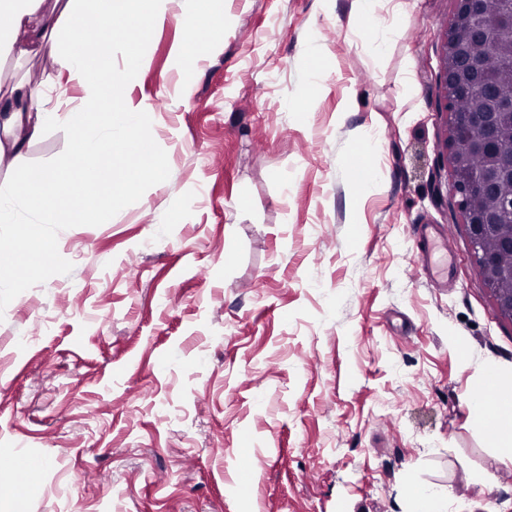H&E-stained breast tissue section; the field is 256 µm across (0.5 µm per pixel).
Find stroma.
Segmentation results:
<instances>
[{"instance_id":"obj_1","label":"stroma","mask_w":512,"mask_h":512,"mask_svg":"<svg viewBox=\"0 0 512 512\" xmlns=\"http://www.w3.org/2000/svg\"><path fill=\"white\" fill-rule=\"evenodd\" d=\"M223 2L192 36L168 0L129 81L171 182L50 225L49 273L0 288V512H416L428 485L451 512H512V464L471 410L488 371L512 384V321L451 192L452 0L380 5L397 36L378 55L350 0ZM53 71L46 50L2 55L0 96ZM74 139L56 127L27 166L77 164ZM421 254L424 262L427 263V257L430 252H442L444 277L442 283L448 284V244L441 235L438 234L433 226L425 228L424 235L421 238Z\"/></svg>"}]
</instances>
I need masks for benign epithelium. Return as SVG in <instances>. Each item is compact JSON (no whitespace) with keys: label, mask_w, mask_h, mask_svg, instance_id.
<instances>
[{"label":"benign epithelium","mask_w":512,"mask_h":512,"mask_svg":"<svg viewBox=\"0 0 512 512\" xmlns=\"http://www.w3.org/2000/svg\"><path fill=\"white\" fill-rule=\"evenodd\" d=\"M454 7L451 19L444 33V93L445 98L451 97V88L459 80V71L453 59L461 49L470 54L480 53L484 44L462 39V32L476 22L474 0H453ZM486 32H506L512 41V12L502 14L483 25ZM482 112L489 116L484 121V130L461 144L453 139L447 142L448 160L451 171L462 167L463 155L482 154L494 150L493 140L511 141L512 129H507L495 122L501 116H512V87L501 91L494 97ZM488 187L495 192V202L506 217L512 216V150L497 151L494 161L484 169H473L464 178L452 177V189L459 200L458 208L462 211L470 238L475 248L482 250V260L486 261L485 269L492 272L498 287L493 289L499 313L512 318V268L498 269L491 263V249L512 252V224L501 227L499 224H482L478 214L469 209L465 196L472 191Z\"/></svg>","instance_id":"obj_1"}]
</instances>
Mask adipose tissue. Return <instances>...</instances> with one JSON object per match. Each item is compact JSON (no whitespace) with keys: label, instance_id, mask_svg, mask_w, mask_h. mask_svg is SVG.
Returning a JSON list of instances; mask_svg holds the SVG:
<instances>
[{"label":"adipose tissue","instance_id":"obj_1","mask_svg":"<svg viewBox=\"0 0 512 512\" xmlns=\"http://www.w3.org/2000/svg\"><path fill=\"white\" fill-rule=\"evenodd\" d=\"M93 2V15L102 38L98 45L84 44L78 37L84 26L81 7ZM166 0H66L59 19L61 36L48 40L30 25L29 19L41 0H0V14L12 26L0 30V52L49 49L57 79L79 86L84 95L79 107L68 113L49 106L43 86L16 83L9 97H0V156H21L27 143L60 119H68L82 149L94 156L85 165L41 167L23 171L14 191L0 195V224H20L25 240L16 251L0 253V265L26 263L45 269L51 256V224L100 223L103 209H91L89 198L103 196L119 202L134 192L143 171L166 179L164 169L153 166L151 140L146 130V111L133 104L127 88L130 75L139 66V46L166 18ZM379 0H350L349 24L362 30L372 26V44L381 48L396 36L395 28L377 16ZM494 403L500 421L487 425L493 446L512 462V387L497 388Z\"/></svg>","mask_w":512,"mask_h":512}]
</instances>
